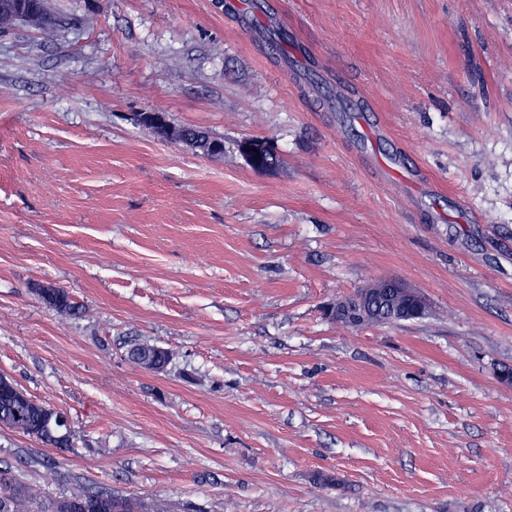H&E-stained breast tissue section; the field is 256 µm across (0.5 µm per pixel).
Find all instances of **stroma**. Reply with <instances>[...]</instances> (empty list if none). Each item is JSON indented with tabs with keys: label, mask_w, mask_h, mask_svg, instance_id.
<instances>
[{
	"label": "stroma",
	"mask_w": 512,
	"mask_h": 512,
	"mask_svg": "<svg viewBox=\"0 0 512 512\" xmlns=\"http://www.w3.org/2000/svg\"><path fill=\"white\" fill-rule=\"evenodd\" d=\"M48 2L52 35L0 34V373L76 438L0 427V469L46 502L512 512V0ZM381 278L428 315L325 318ZM168 122V121H167ZM169 125H171L168 122ZM172 127H175L171 125ZM177 129H180L184 132V135L192 140L197 148H194L199 152L200 154L209 157L211 154L212 147L214 145H221L222 146V152L220 155L224 154V141L221 139H218L216 137L210 136L207 132L199 129L194 128H184V127H175ZM54 288L43 289L46 291L41 294L43 302L51 309L60 315L73 316L79 311V306L69 296V293L63 289L55 286ZM128 356L139 366L141 360L148 359L156 366V372L164 371L172 359L170 351L147 342L135 343L128 350ZM73 502L84 503L92 510L86 512H163L153 505L148 508L139 499L112 495L103 490H77L69 496L54 500L44 512H69L67 506Z\"/></svg>",
	"instance_id": "1"
}]
</instances>
